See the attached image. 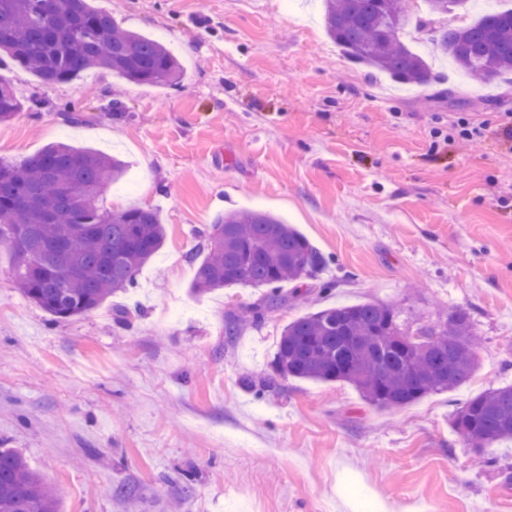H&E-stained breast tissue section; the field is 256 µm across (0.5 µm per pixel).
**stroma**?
<instances>
[{
  "mask_svg": "<svg viewBox=\"0 0 512 512\" xmlns=\"http://www.w3.org/2000/svg\"><path fill=\"white\" fill-rule=\"evenodd\" d=\"M94 4L166 43L183 79L87 72L46 87L12 67L27 104L0 123V156L60 141L121 159L109 206L156 209L167 235L133 289L67 320L20 294L0 246V448L24 454L62 512H512V444L476 457L452 423L512 383V81L443 66L432 85L398 89L327 37L319 0ZM66 103L81 122L58 117ZM463 122L486 130L462 150ZM247 209L294 225L329 264L230 337L227 313L263 291L195 294L190 255L198 230ZM366 301L411 321L467 311L479 369L399 409L345 382L263 388L285 325Z\"/></svg>",
  "mask_w": 512,
  "mask_h": 512,
  "instance_id": "stroma-1",
  "label": "stroma"
}]
</instances>
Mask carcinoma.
<instances>
[{"instance_id": "obj_1", "label": "carcinoma", "mask_w": 512, "mask_h": 512, "mask_svg": "<svg viewBox=\"0 0 512 512\" xmlns=\"http://www.w3.org/2000/svg\"><path fill=\"white\" fill-rule=\"evenodd\" d=\"M411 20L404 0H323V24L345 57L404 84L426 86L435 75L403 40ZM435 49L465 74L490 83L512 73V8L431 31ZM55 85L106 70L127 81L169 87L183 76L161 41L122 27L93 0H0V70L8 63ZM24 108L0 73V123ZM114 157L53 144L21 160L0 157V244L13 254L12 278L24 298L69 319L135 285L138 271L161 248L158 214L106 206L125 174ZM192 290L199 294L248 286L266 292L245 313L227 318L225 334L262 322L288 303L282 285L310 277L328 259L294 226L265 211H227L198 231ZM273 367L283 377L347 382L377 408L397 409L467 383L478 368L470 315L407 325L397 307L380 302L310 312L283 329ZM455 430L480 455L512 442V384L467 400ZM0 512H61L56 492L24 456L0 448Z\"/></svg>"}]
</instances>
